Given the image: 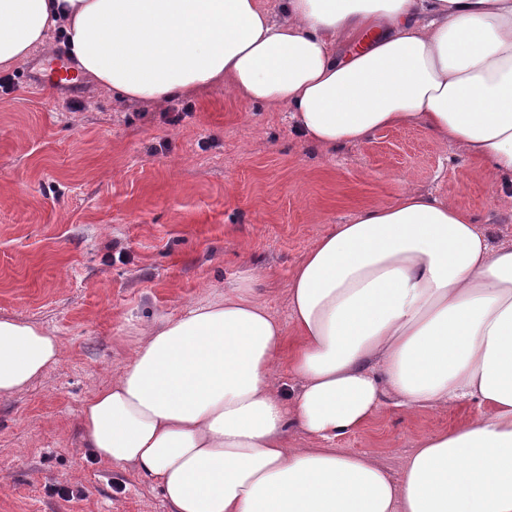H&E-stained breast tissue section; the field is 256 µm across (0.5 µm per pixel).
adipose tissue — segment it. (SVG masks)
<instances>
[{"instance_id": "adipose-tissue-1", "label": "adipose tissue", "mask_w": 512, "mask_h": 512, "mask_svg": "<svg viewBox=\"0 0 512 512\" xmlns=\"http://www.w3.org/2000/svg\"><path fill=\"white\" fill-rule=\"evenodd\" d=\"M57 29L118 101L220 85L288 109L326 154L417 125L512 192V0H283L276 17L261 0H0V71ZM288 308L281 322L233 288L149 328L83 402L84 447L154 481L170 512H512V242L410 185L316 239ZM63 351L52 330L0 318V401ZM390 403L473 412L420 438L396 475L336 452ZM292 426L309 447L288 448Z\"/></svg>"}]
</instances>
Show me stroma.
<instances>
[{
    "label": "stroma",
    "instance_id": "1",
    "mask_svg": "<svg viewBox=\"0 0 512 512\" xmlns=\"http://www.w3.org/2000/svg\"><path fill=\"white\" fill-rule=\"evenodd\" d=\"M46 51L10 72L0 95V317L59 336L61 361L0 402V512H169L134 469L86 458L78 411L133 355L145 325L231 288L288 318V281L333 225L406 184L454 199L494 241H512V202L494 177L451 157L429 132L386 128L327 155L302 142L286 109L217 87L174 103L129 105L109 92L29 88ZM470 406H388L339 440L340 453L399 473L418 438Z\"/></svg>",
    "mask_w": 512,
    "mask_h": 512
}]
</instances>
